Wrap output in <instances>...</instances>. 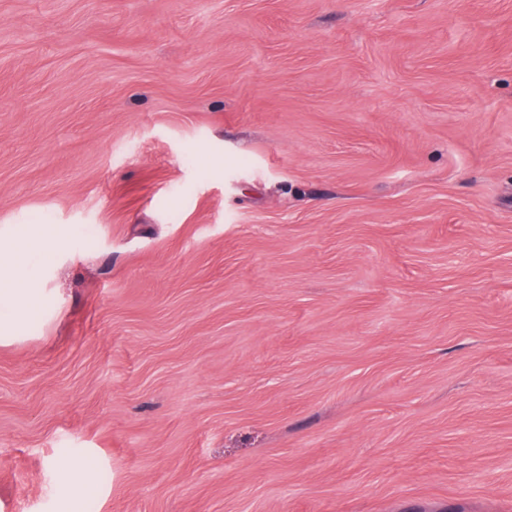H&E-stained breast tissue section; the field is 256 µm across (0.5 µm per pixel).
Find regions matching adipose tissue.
Segmentation results:
<instances>
[{"mask_svg":"<svg viewBox=\"0 0 512 512\" xmlns=\"http://www.w3.org/2000/svg\"><path fill=\"white\" fill-rule=\"evenodd\" d=\"M45 236L44 229H26L20 244L0 248V309L9 311L8 316L0 318L1 330L18 331L27 314L38 306L40 291L25 272L24 246Z\"/></svg>","mask_w":512,"mask_h":512,"instance_id":"1","label":"adipose tissue"}]
</instances>
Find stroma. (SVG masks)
I'll return each instance as SVG.
<instances>
[{"mask_svg":"<svg viewBox=\"0 0 512 512\" xmlns=\"http://www.w3.org/2000/svg\"><path fill=\"white\" fill-rule=\"evenodd\" d=\"M29 225L0 512H512V0H0ZM50 465L58 470L61 478L77 489L78 493L83 494L90 489L85 480L89 465L84 460H72L63 463L53 461Z\"/></svg>","mask_w":512,"mask_h":512,"instance_id":"stroma-1","label":"stroma"}]
</instances>
